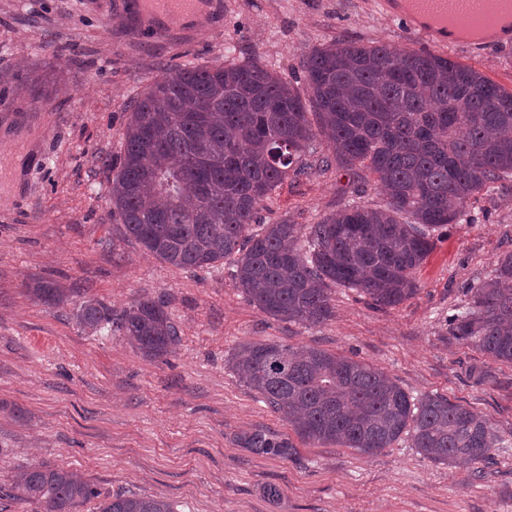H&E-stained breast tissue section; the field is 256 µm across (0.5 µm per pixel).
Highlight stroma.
Returning <instances> with one entry per match:
<instances>
[{"instance_id":"obj_1","label":"stroma","mask_w":512,"mask_h":512,"mask_svg":"<svg viewBox=\"0 0 512 512\" xmlns=\"http://www.w3.org/2000/svg\"><path fill=\"white\" fill-rule=\"evenodd\" d=\"M148 27L141 0H0V74L12 77L0 95V487L42 464L76 470L97 490L79 512L112 494L162 496L180 512H512V364L445 325L465 285L512 252V179L435 236L412 298L380 311L336 288L334 315L319 326L259 311L229 265L192 272L148 255L109 199L130 107L168 66L254 59L288 78L305 52L336 39L419 50L423 38L382 0H212L200 24L171 23L162 38ZM440 53L512 90V42L477 55L449 43ZM34 79L43 101L28 91ZM325 152L312 142V174L275 188L252 233L382 204L373 179L320 169ZM38 278L73 289L70 302L34 298L26 285ZM87 297L117 311L162 299L180 341L164 358H144L122 336L77 324ZM247 341L362 360L413 397L486 416L507 445L479 480L405 441L367 456L303 440L229 367ZM257 429L291 437L293 459L242 448L239 437Z\"/></svg>"}]
</instances>
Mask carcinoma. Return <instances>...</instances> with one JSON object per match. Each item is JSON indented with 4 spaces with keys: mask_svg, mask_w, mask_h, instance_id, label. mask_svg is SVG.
<instances>
[{
    "mask_svg": "<svg viewBox=\"0 0 512 512\" xmlns=\"http://www.w3.org/2000/svg\"><path fill=\"white\" fill-rule=\"evenodd\" d=\"M308 97L256 61L170 67L131 107L124 155L112 179V209L147 253L181 269L209 270L232 259L246 300L282 320L320 325L334 313L330 287L351 289L378 310L417 292L415 271L435 233L467 217V207L512 177V90L472 66L431 52L376 41L336 39L301 61ZM320 161L355 178L372 174L377 207L347 204L302 232L285 221L249 234L262 202L316 135ZM39 300L67 301L57 283L28 284ZM448 315V335L512 363V253L464 289ZM77 323L115 328L143 356L170 354L178 330L165 304L141 298L114 312L83 300ZM304 440L371 456L401 439L439 465L465 464L478 476L504 444L488 420L441 396L411 397L379 369L325 350L248 342L229 359ZM256 454L289 460L288 437L255 430L240 437ZM16 497L37 512H77L100 496L78 472L33 465ZM99 512H177L164 498L107 497Z\"/></svg>",
    "mask_w": 512,
    "mask_h": 512,
    "instance_id": "carcinoma-1",
    "label": "carcinoma"
}]
</instances>
